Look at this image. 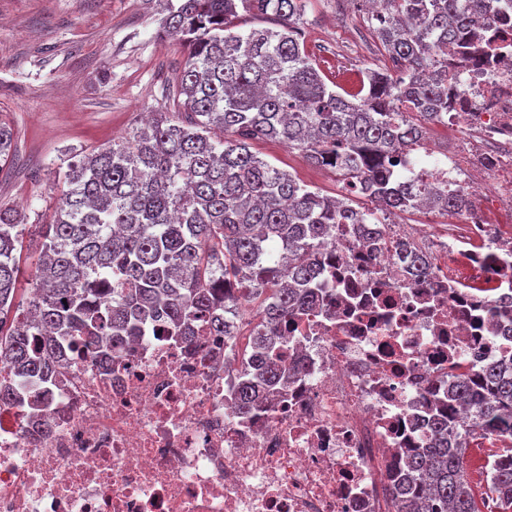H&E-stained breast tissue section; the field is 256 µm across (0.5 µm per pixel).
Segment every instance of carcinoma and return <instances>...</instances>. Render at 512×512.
Segmentation results:
<instances>
[{"instance_id":"obj_1","label":"carcinoma","mask_w":512,"mask_h":512,"mask_svg":"<svg viewBox=\"0 0 512 512\" xmlns=\"http://www.w3.org/2000/svg\"><path fill=\"white\" fill-rule=\"evenodd\" d=\"M384 16L366 17L385 56L402 63L363 75L359 88L328 85L307 51L299 24L308 0H168L160 30L182 37L188 55L178 84L182 115H157L131 141L68 163L43 238L32 289L20 288L17 252L29 230L21 213L0 208V399L8 377L57 371L56 337L131 334L145 324L194 322L229 335L216 310L233 300L224 283L263 310L249 328L252 353L291 316L315 303L316 254L339 224L376 220L413 208L399 186L403 157L418 142V120L448 111V87L434 76L438 57L498 0H386ZM273 21L240 31V19ZM273 141L302 152L346 181L340 199L313 190L250 150ZM0 124V158L14 153ZM366 199L370 207L357 205ZM426 203L458 210L462 200L431 190ZM237 396V411L256 405V386L283 375L268 356ZM424 448L402 458L391 482L394 512H512V366L491 364L478 380L458 378L448 412L431 421ZM488 442L490 472L469 477L466 450Z\"/></svg>"}]
</instances>
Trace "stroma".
I'll use <instances>...</instances> for the list:
<instances>
[{"label": "stroma", "mask_w": 512, "mask_h": 512, "mask_svg": "<svg viewBox=\"0 0 512 512\" xmlns=\"http://www.w3.org/2000/svg\"><path fill=\"white\" fill-rule=\"evenodd\" d=\"M167 0H0V121L16 153L0 161V207L33 229L24 255L39 254L37 225L50 221L60 168L93 149L129 140L146 117L178 112L186 51L158 36ZM363 0H309L302 38L321 71L377 68ZM252 150L322 193L338 184L299 151L268 141Z\"/></svg>", "instance_id": "1"}]
</instances>
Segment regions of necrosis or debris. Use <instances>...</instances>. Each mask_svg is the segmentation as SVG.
Here are the masks:
<instances>
[{
	"instance_id": "necrosis-or-debris-1",
	"label": "necrosis or debris",
	"mask_w": 512,
	"mask_h": 512,
	"mask_svg": "<svg viewBox=\"0 0 512 512\" xmlns=\"http://www.w3.org/2000/svg\"><path fill=\"white\" fill-rule=\"evenodd\" d=\"M448 54L447 114L400 183L462 196L423 207L467 246L419 244L403 214L321 249L313 310L280 329L282 383L247 414L237 337L143 328L0 403V512H386L402 454L425 447L458 375L512 359V10ZM421 247L427 277L405 271Z\"/></svg>"
}]
</instances>
